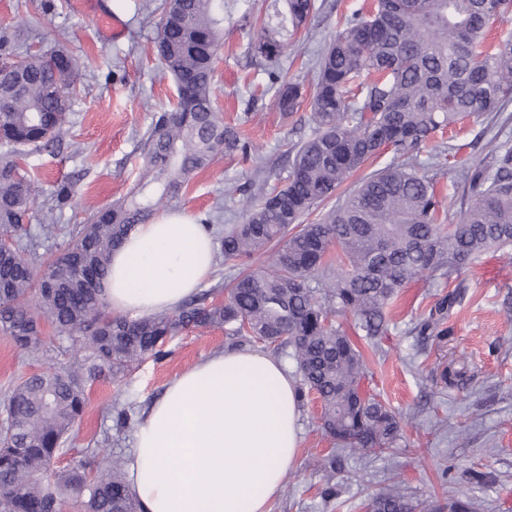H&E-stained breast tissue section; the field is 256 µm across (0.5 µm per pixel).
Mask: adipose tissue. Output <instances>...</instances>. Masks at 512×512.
Segmentation results:
<instances>
[{
	"label": "adipose tissue",
	"mask_w": 512,
	"mask_h": 512,
	"mask_svg": "<svg viewBox=\"0 0 512 512\" xmlns=\"http://www.w3.org/2000/svg\"><path fill=\"white\" fill-rule=\"evenodd\" d=\"M215 247L184 211L138 225L105 279L113 313L174 311L209 280ZM300 418L283 361L255 349L200 359L138 421L126 468L140 512H269L298 458Z\"/></svg>",
	"instance_id": "ef3b65f1"
}]
</instances>
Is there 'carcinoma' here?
I'll list each match as a JSON object with an SVG mask.
<instances>
[{
	"mask_svg": "<svg viewBox=\"0 0 512 512\" xmlns=\"http://www.w3.org/2000/svg\"><path fill=\"white\" fill-rule=\"evenodd\" d=\"M315 0H272L252 44L275 66L283 47L307 27ZM512 15V0H373L345 18L316 62L312 132L288 151L284 184L250 194L243 219L220 227L201 220L228 269L222 303L206 296L172 312L114 316L104 295L112 253L137 225L178 201L194 175L225 155L250 152L236 128L213 111V63L224 36V0H164L154 47L174 80L172 111L155 116L140 140L143 166L126 197L92 212L54 258L40 244L0 252V331L25 355L43 346L41 322L72 339L68 361L20 383L0 410V512H138L124 461L111 441L97 444L96 469L52 468L86 406L87 384L119 380L160 355L184 329L222 328L290 348L302 391L317 395L322 429L351 452L389 449L401 421L362 388L361 351L333 323L348 311L367 336L384 331L385 311L425 270L458 272L473 255L512 243V148H494L492 167L464 166L445 209L438 171L451 147L423 145L464 119L497 112L512 98V33L494 47L487 32ZM0 61V240L25 230L35 181L17 147L54 153L76 92L79 60L63 48ZM284 115L297 111L302 87L275 90ZM391 154L390 162L344 183ZM316 222L304 223L320 207ZM346 270L331 279L328 255ZM369 512H435L414 505L403 481L373 497Z\"/></svg>",
	"mask_w": 512,
	"mask_h": 512,
	"instance_id": "cac0c4a2",
	"label": "carcinoma"
}]
</instances>
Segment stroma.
I'll return each mask as SVG.
<instances>
[{"instance_id": "35a3bbf8", "label": "stroma", "mask_w": 512, "mask_h": 512, "mask_svg": "<svg viewBox=\"0 0 512 512\" xmlns=\"http://www.w3.org/2000/svg\"><path fill=\"white\" fill-rule=\"evenodd\" d=\"M271 0H255L250 21H242L237 0H224V44L214 63V108L225 124L238 126L251 144L249 156H227L200 171L180 198L179 208L203 218L219 211L220 221L241 220L247 198L243 186L276 185L288 173V144L307 138L310 105L292 115L276 106L264 65L252 55L260 19ZM161 0H0V36L23 31L14 43L19 54L43 52L64 43L89 61L77 85L60 147L48 154L26 146L22 167L40 187L28 229L42 253H62L89 213L124 196L142 159L139 142L155 113L171 110L175 87L155 55L153 38ZM319 10L280 59L281 78L311 89L315 62L339 21L363 0H317ZM119 17L120 39L106 33L104 14ZM512 145V101L498 113L467 120L452 140L441 183L452 184L458 162L485 163L494 145ZM71 185L68 203L57 204V186ZM53 214L56 233L43 238L44 214ZM439 331L421 333L431 309L448 295ZM384 335L370 338L351 313L337 324L364 355L369 376L364 387L402 418L392 449L376 454H345L341 470L318 468L335 444L320 428L319 403L301 404L303 446L270 512H365V503L393 480H403L412 500L428 501L448 512L455 499L470 497L479 512H512V245L469 259L458 277L425 271L402 288L390 307ZM44 354L20 357L0 334V400L22 379L61 361L68 339L43 323ZM224 330H185L167 340L160 358L134 365L120 382L100 380L86 389V408L55 465L95 467L98 440L112 438V453L127 458L134 430L120 426L112 411L116 396L130 398L141 416L167 383L201 358L229 348ZM483 472L474 483L471 471ZM337 496L322 497L325 485Z\"/></svg>"}]
</instances>
